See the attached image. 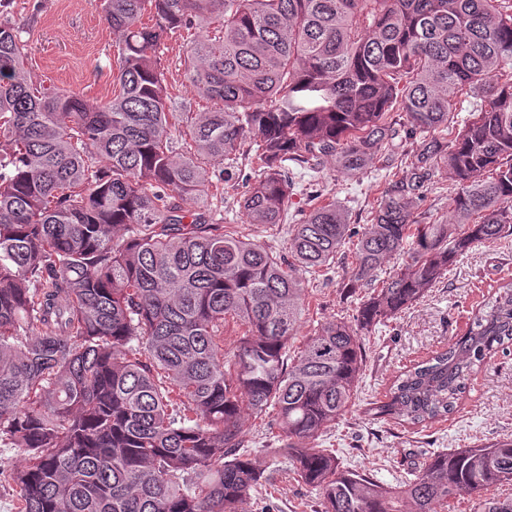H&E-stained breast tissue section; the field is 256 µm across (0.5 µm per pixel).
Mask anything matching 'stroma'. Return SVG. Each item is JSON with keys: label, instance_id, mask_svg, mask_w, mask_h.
Here are the masks:
<instances>
[{"label": "stroma", "instance_id": "35a3bbf8", "mask_svg": "<svg viewBox=\"0 0 512 512\" xmlns=\"http://www.w3.org/2000/svg\"><path fill=\"white\" fill-rule=\"evenodd\" d=\"M9 16L27 45L26 67L32 81L47 88L80 93L91 104L111 98L118 38L107 25L100 0H11ZM198 34L181 29L167 40L163 64L169 85V109L199 112L206 103L185 76V46ZM298 190L282 223H246L238 200L242 182L224 186L223 217L269 251L285 253L288 227L308 210L306 190L318 183L349 210L354 225L368 223L385 186V174L339 179L329 168L319 174L296 170ZM353 260V245L345 243L330 270L309 273L305 286L310 306L298 329L312 335L320 324L339 317L353 318L365 289L347 288L343 278ZM512 281V237L473 247L459 256L448 272L411 307L366 335L365 366L354 404L328 430L323 447L335 450L342 466L397 485L418 471L427 457L441 450L491 443L512 437V353H496L473 377L456 410L448 416L418 425L402 426L373 415L370 406L383 399L395 375L430 358L463 335L475 312L498 287ZM248 450L269 474V485L250 492L238 512H321V494L293 479L277 428L266 420L249 419L244 426Z\"/></svg>", "mask_w": 512, "mask_h": 512}]
</instances>
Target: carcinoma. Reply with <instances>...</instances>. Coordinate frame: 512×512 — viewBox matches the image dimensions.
I'll return each instance as SVG.
<instances>
[{
    "mask_svg": "<svg viewBox=\"0 0 512 512\" xmlns=\"http://www.w3.org/2000/svg\"><path fill=\"white\" fill-rule=\"evenodd\" d=\"M0 0V448L17 512H237L267 481L243 427L272 410L291 472L321 512H438L512 482V438L441 451L393 487L340 466L318 439L350 407L362 334L416 302L471 247L512 235V0H101L119 38V92L93 105L34 85ZM151 23L143 22L144 15ZM196 26L188 77L205 112L167 111L162 51ZM464 89L484 104L451 142ZM420 139L394 166L396 139ZM257 146L239 200L279 224L292 167L377 166L370 223L322 190L288 229V256L215 219L207 166ZM458 186L452 223L425 191ZM357 251L353 322L289 354L303 274ZM241 329L224 349V328ZM512 344V282L435 356L398 374L375 413L420 425L455 411L488 355ZM482 512H512V497Z\"/></svg>",
    "mask_w": 512,
    "mask_h": 512,
    "instance_id": "obj_1",
    "label": "carcinoma"
}]
</instances>
